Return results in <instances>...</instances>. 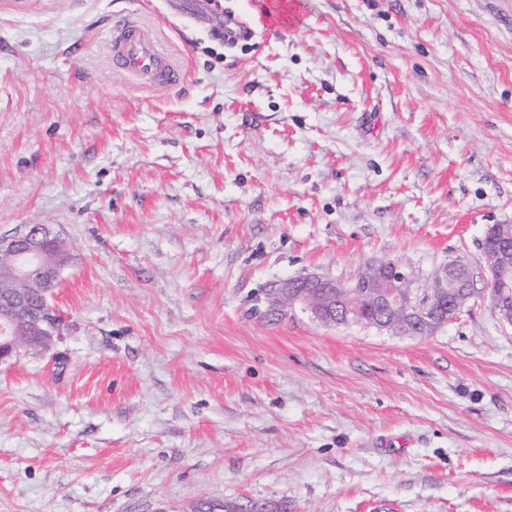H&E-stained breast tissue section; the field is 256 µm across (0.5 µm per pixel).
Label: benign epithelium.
<instances>
[{
	"instance_id": "obj_1",
	"label": "benign epithelium",
	"mask_w": 512,
	"mask_h": 512,
	"mask_svg": "<svg viewBox=\"0 0 512 512\" xmlns=\"http://www.w3.org/2000/svg\"><path fill=\"white\" fill-rule=\"evenodd\" d=\"M53 234L45 224L26 226L21 232L0 238V256L8 261L12 277L37 279L53 284L60 270L68 263L64 248L51 247ZM488 283L498 288L503 281L506 263L488 255ZM415 278L398 263L379 261L371 271L356 276L350 285L318 274H307L278 282L267 289V303L276 309L299 307L323 324H331L338 307H352L355 298L372 297L381 308L405 316L403 334L417 336L420 332H436L444 325L430 306L412 302ZM473 273L471 264L457 257L440 268L434 287L438 297L448 304V317H455L472 298ZM30 296L18 290L0 293V364L15 359L19 350L37 340L40 347L50 346L59 337L55 309L43 300L42 312L31 314Z\"/></svg>"
}]
</instances>
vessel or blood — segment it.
<instances>
[{
  "mask_svg": "<svg viewBox=\"0 0 512 512\" xmlns=\"http://www.w3.org/2000/svg\"><path fill=\"white\" fill-rule=\"evenodd\" d=\"M252 34L253 29L245 17L225 15V42L245 40ZM110 41L115 69L151 85L175 87L183 82V71L177 69L162 49L157 35L139 16L127 13L114 20Z\"/></svg>",
  "mask_w": 512,
  "mask_h": 512,
  "instance_id": "1",
  "label": "vessel or blood"
}]
</instances>
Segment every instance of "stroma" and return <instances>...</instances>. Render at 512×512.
I'll list each match as a JSON object with an SVG mask.
<instances>
[{"mask_svg": "<svg viewBox=\"0 0 512 512\" xmlns=\"http://www.w3.org/2000/svg\"><path fill=\"white\" fill-rule=\"evenodd\" d=\"M133 12L186 71H116ZM210 0H0V237L70 262L61 335L0 365V512H512V0H303L224 44ZM474 295L428 336L270 315L391 259ZM448 285L450 290H448ZM473 273L471 264L464 258L457 257L448 261L447 264L440 268L439 278L431 288H425L424 295L420 301L429 299V295H433L443 288L438 297L443 302H447L448 320L455 317L458 312L472 298Z\"/></svg>", "mask_w": 512, "mask_h": 512, "instance_id": "stroma-1", "label": "stroma"}]
</instances>
